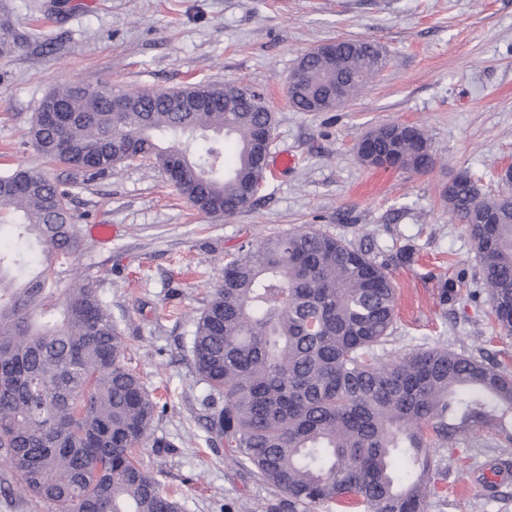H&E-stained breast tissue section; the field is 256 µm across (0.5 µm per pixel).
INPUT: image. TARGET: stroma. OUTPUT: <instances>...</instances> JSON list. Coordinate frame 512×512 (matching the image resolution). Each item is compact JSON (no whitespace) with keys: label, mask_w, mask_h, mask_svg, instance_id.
<instances>
[{"label":"stroma","mask_w":512,"mask_h":512,"mask_svg":"<svg viewBox=\"0 0 512 512\" xmlns=\"http://www.w3.org/2000/svg\"><path fill=\"white\" fill-rule=\"evenodd\" d=\"M22 43L0 55V172L37 167L70 193L80 226L112 225L110 242L84 236L60 286L96 280L127 343V363L159 409L166 447L138 457L182 512H266L275 489L224 456L204 427L207 391L192 364L196 320L224 264L246 242L300 228L391 260L397 290L389 359L437 345L512 370V336L493 329L474 242L442 191L469 171L482 193L503 192L512 164V0H0ZM336 39L384 47L385 68L331 112H300L288 78L311 49ZM171 90L242 84L275 118L272 153L295 165L267 172L252 204L229 218L199 213L166 175L141 161L90 182L38 158L30 120L49 90ZM426 130L437 157L425 173L362 165L356 143L388 123ZM454 458L425 512H512V445L458 430Z\"/></svg>","instance_id":"1"}]
</instances>
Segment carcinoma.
<instances>
[{
    "label": "carcinoma",
    "mask_w": 512,
    "mask_h": 512,
    "mask_svg": "<svg viewBox=\"0 0 512 512\" xmlns=\"http://www.w3.org/2000/svg\"><path fill=\"white\" fill-rule=\"evenodd\" d=\"M20 46L0 20V55ZM288 86L301 112H330L336 86L352 98L386 65L383 49L344 39L336 61L302 60ZM212 106L181 110L165 93L128 90V112L79 83L45 96L27 131L41 158L88 179L130 154L165 171L183 160L174 184L199 211L198 196L224 200L223 217L248 205L257 171L254 152L273 113L238 84L185 87ZM61 103L70 120L54 128L42 110ZM224 133L220 144L206 132ZM396 147L401 169L424 173L436 164L426 133L390 123L365 134ZM100 148L99 165L85 153ZM468 225L500 332L512 335V195L486 196L467 174L443 193ZM0 206L11 210L19 236L42 256L0 246V470L58 512H180L143 470L136 450L147 444L157 404L124 363L126 343L95 281L82 279L57 298L55 267L82 250L69 192L34 168L0 174ZM396 289L390 264L317 230L251 241L224 265L196 322L192 362L216 406L207 431L251 477L276 489L267 512H424L429 487L443 473L437 448L456 432L506 431L512 416V372L493 360L446 348L390 361L376 352L390 335Z\"/></svg>",
    "instance_id": "1"
}]
</instances>
